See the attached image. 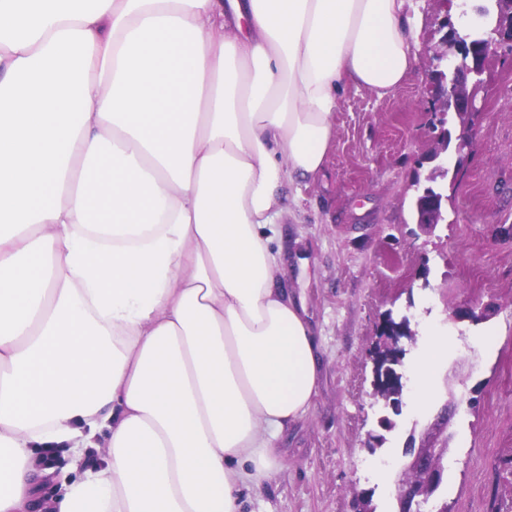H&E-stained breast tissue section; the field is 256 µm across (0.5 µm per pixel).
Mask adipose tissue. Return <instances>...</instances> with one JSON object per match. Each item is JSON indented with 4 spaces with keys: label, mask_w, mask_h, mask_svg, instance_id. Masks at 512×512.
<instances>
[{
    "label": "adipose tissue",
    "mask_w": 512,
    "mask_h": 512,
    "mask_svg": "<svg viewBox=\"0 0 512 512\" xmlns=\"http://www.w3.org/2000/svg\"><path fill=\"white\" fill-rule=\"evenodd\" d=\"M419 2L0 0V512H240L317 392L283 189L413 70ZM97 447L38 498V449Z\"/></svg>",
    "instance_id": "ef3b65f1"
}]
</instances>
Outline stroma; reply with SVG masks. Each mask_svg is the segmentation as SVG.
Returning <instances> with one entry per match:
<instances>
[{"label":"stroma","instance_id":"stroma-1","mask_svg":"<svg viewBox=\"0 0 512 512\" xmlns=\"http://www.w3.org/2000/svg\"><path fill=\"white\" fill-rule=\"evenodd\" d=\"M441 0H422V51L390 95L347 89L331 121L334 139L316 180L289 188L279 217V278L305 310L320 359L311 410L282 434L278 460L243 512H352L372 495L375 512H396L409 439L430 433L438 408L458 406L448 429L440 500L456 512H512V60L489 67L482 113L464 173L439 183L444 219L419 230L416 177L437 141L429 88ZM473 307L472 319L457 318ZM409 317L423 334L446 328L455 341L435 406L414 405L404 375L403 407L382 431L373 395V350L385 314Z\"/></svg>","mask_w":512,"mask_h":512}]
</instances>
